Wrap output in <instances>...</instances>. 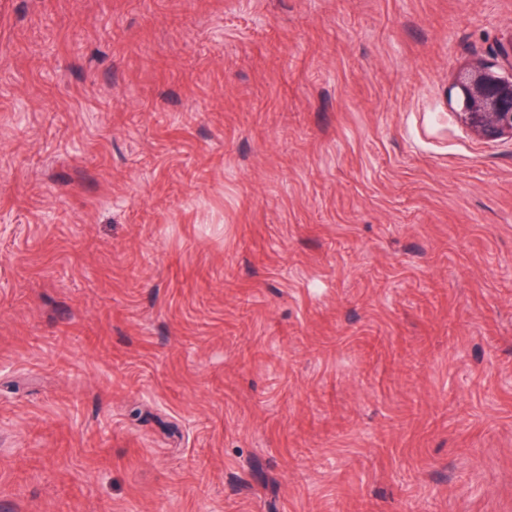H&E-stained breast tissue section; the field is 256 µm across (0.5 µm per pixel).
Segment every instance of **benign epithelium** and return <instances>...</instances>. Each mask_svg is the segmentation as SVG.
Returning <instances> with one entry per match:
<instances>
[{
    "instance_id": "7a95c632",
    "label": "benign epithelium",
    "mask_w": 512,
    "mask_h": 512,
    "mask_svg": "<svg viewBox=\"0 0 512 512\" xmlns=\"http://www.w3.org/2000/svg\"><path fill=\"white\" fill-rule=\"evenodd\" d=\"M496 56L507 63V72L475 59L453 74L450 86L460 123L485 141L512 138V32L498 42Z\"/></svg>"
}]
</instances>
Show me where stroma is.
Wrapping results in <instances>:
<instances>
[{
  "mask_svg": "<svg viewBox=\"0 0 512 512\" xmlns=\"http://www.w3.org/2000/svg\"><path fill=\"white\" fill-rule=\"evenodd\" d=\"M512 0H0V512H512ZM496 56L508 65L506 73L481 59L463 64L454 74L455 112L477 139H512V30L497 44Z\"/></svg>",
  "mask_w": 512,
  "mask_h": 512,
  "instance_id": "1",
  "label": "stroma"
}]
</instances>
